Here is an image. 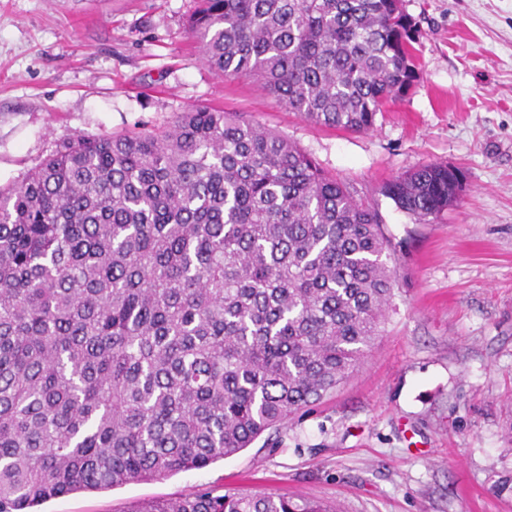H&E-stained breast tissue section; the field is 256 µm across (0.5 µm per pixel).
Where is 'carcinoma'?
I'll list each match as a JSON object with an SVG mask.
<instances>
[{
    "mask_svg": "<svg viewBox=\"0 0 512 512\" xmlns=\"http://www.w3.org/2000/svg\"><path fill=\"white\" fill-rule=\"evenodd\" d=\"M205 64L318 125L368 132L419 78L402 0H199ZM380 192L420 223L426 164ZM378 210L287 138L195 107L78 135L0 187V512L200 470L346 380L397 278ZM132 512H335L204 488Z\"/></svg>",
    "mask_w": 512,
    "mask_h": 512,
    "instance_id": "cac0c4a2",
    "label": "carcinoma"
}]
</instances>
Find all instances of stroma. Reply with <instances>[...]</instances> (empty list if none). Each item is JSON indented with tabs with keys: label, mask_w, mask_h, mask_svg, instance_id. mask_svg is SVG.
Segmentation results:
<instances>
[{
	"label": "stroma",
	"mask_w": 512,
	"mask_h": 512,
	"mask_svg": "<svg viewBox=\"0 0 512 512\" xmlns=\"http://www.w3.org/2000/svg\"><path fill=\"white\" fill-rule=\"evenodd\" d=\"M197 0H0V186L69 138L208 105L295 143L378 209L399 288L351 376L279 435L161 480L42 512H130L200 488L341 512H512V0H404L419 79L365 133L317 125L224 79L187 32ZM429 163L465 175L438 221L379 192Z\"/></svg>",
	"instance_id": "obj_1"
}]
</instances>
